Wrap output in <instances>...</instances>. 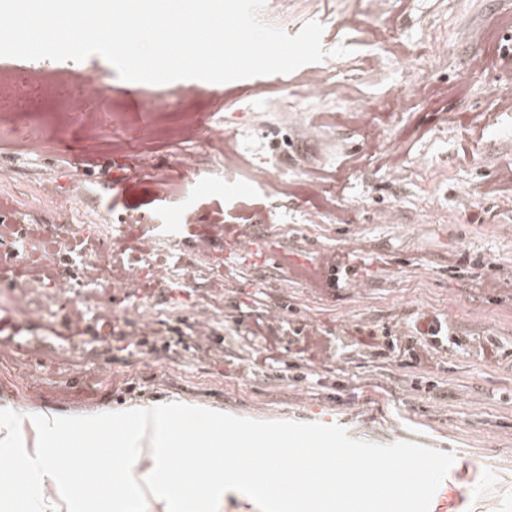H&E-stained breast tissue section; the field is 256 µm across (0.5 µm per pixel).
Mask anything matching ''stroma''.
I'll list each match as a JSON object with an SVG mask.
<instances>
[{
	"mask_svg": "<svg viewBox=\"0 0 512 512\" xmlns=\"http://www.w3.org/2000/svg\"><path fill=\"white\" fill-rule=\"evenodd\" d=\"M366 9L367 0H265L261 19L288 34L323 24L330 56L322 65L336 92L303 98L295 112L285 111L277 90L301 85L302 67L221 84L108 78L113 106L131 119L149 92L171 110L190 92L199 112L223 115L248 163L220 181L205 159V175L160 194L157 182L181 146L166 145L142 169L113 151L134 140L131 125L89 131L85 151L51 145L37 156L23 151L21 132L0 126V171L10 175L0 187L15 197L49 178L67 185L79 169L80 220L102 213L115 224L129 214L150 225L186 215L196 224L220 219L282 251L276 264L250 272L225 263L219 310L202 303L208 280L157 289L148 333L132 289L112 291L120 330L147 339L135 349L108 335H56L49 312L14 321L0 332V409L23 414L25 447L38 440L30 413L178 402L257 420L341 424L353 439L447 452L454 457L448 487L429 512H512V300L480 286L512 279V186L501 179L512 168V109L501 103L512 92V0H387L375 24ZM432 35L441 49L421 58ZM339 46L348 55L332 56ZM106 64L94 55L31 66L77 73L71 88L80 97ZM350 91L372 105V125L354 119ZM265 167L282 172L287 192L256 181ZM349 249L354 282L325 287L329 259ZM464 252L482 263L454 273ZM424 315L439 316L457 339L431 365L386 364L359 343L369 330L409 334ZM197 321L214 328L206 355L196 347ZM312 327L334 354L326 364L307 365L298 352L300 329ZM268 332L288 368L245 370ZM488 337L508 351L494 365L479 352Z\"/></svg>",
	"mask_w": 512,
	"mask_h": 512,
	"instance_id": "35a3bbf8",
	"label": "stroma"
}]
</instances>
